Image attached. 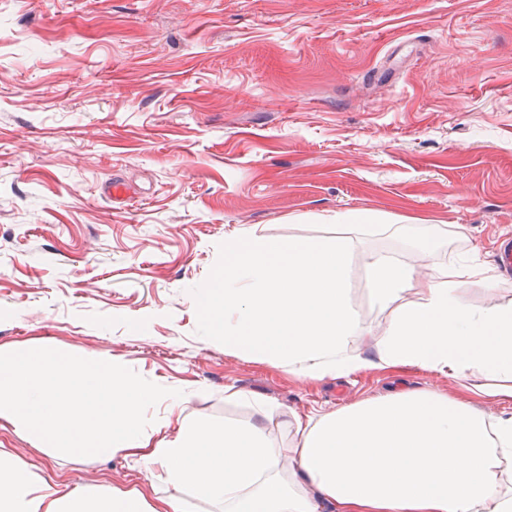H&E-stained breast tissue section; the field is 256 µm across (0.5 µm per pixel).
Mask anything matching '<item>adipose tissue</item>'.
Masks as SVG:
<instances>
[{
	"label": "adipose tissue",
	"mask_w": 512,
	"mask_h": 512,
	"mask_svg": "<svg viewBox=\"0 0 512 512\" xmlns=\"http://www.w3.org/2000/svg\"><path fill=\"white\" fill-rule=\"evenodd\" d=\"M375 221L350 211L337 215L327 239L228 238L223 266L194 288L191 305L223 336L225 352L288 364L304 379L381 366L447 377L475 369L502 378L481 388L485 404L512 401V301L477 308L456 295L460 285L491 288L472 267L444 264L420 277L395 257L369 255L371 292L395 315L380 336L361 325L348 298L350 233ZM410 290L417 301L406 300ZM157 402L167 403L161 425L170 427L180 396L142 388L112 363L0 354V419L22 424L44 447L159 465L158 480L173 490L154 504L136 490L75 496L0 461V512H183L187 489L225 512H512V416L431 390L404 387L322 415L293 414L292 448L272 446L262 423L232 420L220 430L185 423L174 439H153L146 412Z\"/></svg>",
	"instance_id": "1"
}]
</instances>
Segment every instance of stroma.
<instances>
[{"instance_id":"obj_1","label":"stroma","mask_w":512,"mask_h":512,"mask_svg":"<svg viewBox=\"0 0 512 512\" xmlns=\"http://www.w3.org/2000/svg\"><path fill=\"white\" fill-rule=\"evenodd\" d=\"M131 197L114 201L106 185ZM354 233L350 302L374 334L369 254L422 275L478 259L512 300V0H0V348L112 358L183 397L188 422L259 420L295 445L292 411L404 385L480 405L485 376L374 368L344 380L226 353L190 306L224 240ZM429 249H421L423 239ZM140 333H132L130 321ZM0 451L64 491L166 496L133 458L38 447L0 420Z\"/></svg>"}]
</instances>
